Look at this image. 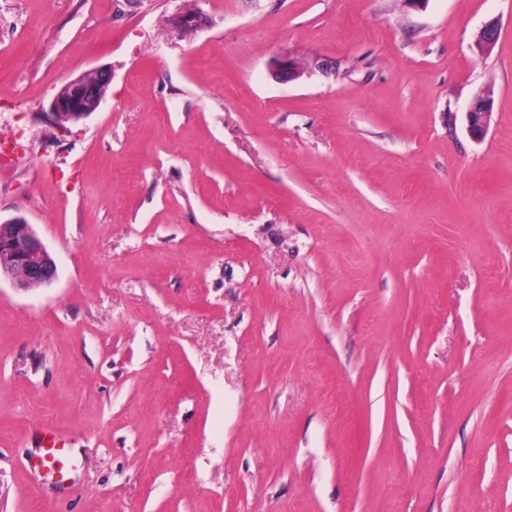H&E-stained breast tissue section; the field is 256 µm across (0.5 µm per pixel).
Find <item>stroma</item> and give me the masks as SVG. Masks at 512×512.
Instances as JSON below:
<instances>
[{
  "label": "stroma",
  "instance_id": "1",
  "mask_svg": "<svg viewBox=\"0 0 512 512\" xmlns=\"http://www.w3.org/2000/svg\"><path fill=\"white\" fill-rule=\"evenodd\" d=\"M3 142L0 512H512V0H0ZM498 19L487 21L475 34L474 47L481 55L490 53L496 45L500 35ZM270 73L278 82L289 83L300 76L301 70L296 61L287 56H280L271 62ZM111 82L112 72L106 68L94 69L66 82L52 98L46 117L61 128L88 117L100 106ZM466 113L467 131L474 139H481L487 133L493 115L491 95L480 89L473 97ZM8 278L16 289L51 285L57 265L23 217L0 218V280Z\"/></svg>",
  "mask_w": 512,
  "mask_h": 512
}]
</instances>
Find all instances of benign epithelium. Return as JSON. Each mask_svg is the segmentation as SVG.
Wrapping results in <instances>:
<instances>
[{
  "instance_id": "1",
  "label": "benign epithelium",
  "mask_w": 512,
  "mask_h": 512,
  "mask_svg": "<svg viewBox=\"0 0 512 512\" xmlns=\"http://www.w3.org/2000/svg\"><path fill=\"white\" fill-rule=\"evenodd\" d=\"M500 35L497 19L487 21L475 34L474 47L478 53H490ZM271 76L288 83L301 74L296 61L280 56L270 65ZM112 82V72L94 69L66 82L50 102L46 117L59 127L78 122L100 106ZM493 115L490 93L479 90L467 112V131L474 139L487 133ZM8 278L17 289L48 286L57 278V265L37 234L22 217L0 220V277Z\"/></svg>"
}]
</instances>
